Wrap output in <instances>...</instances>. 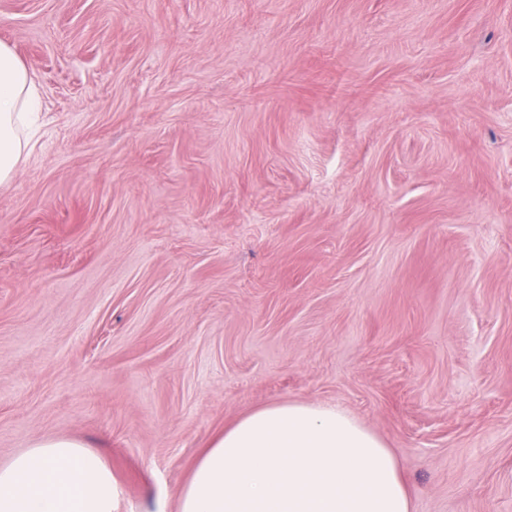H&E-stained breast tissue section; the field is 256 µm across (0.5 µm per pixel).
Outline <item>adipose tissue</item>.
I'll return each instance as SVG.
<instances>
[{"instance_id":"obj_1","label":"adipose tissue","mask_w":512,"mask_h":512,"mask_svg":"<svg viewBox=\"0 0 512 512\" xmlns=\"http://www.w3.org/2000/svg\"><path fill=\"white\" fill-rule=\"evenodd\" d=\"M34 74L0 43V185L24 160ZM112 472L75 441L50 439L0 465V512H113ZM179 512H412L397 458L340 407L273 403L243 416L197 460Z\"/></svg>"}]
</instances>
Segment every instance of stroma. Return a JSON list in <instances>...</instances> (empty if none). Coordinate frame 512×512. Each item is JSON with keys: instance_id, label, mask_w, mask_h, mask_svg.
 Segmentation results:
<instances>
[{"instance_id": "stroma-1", "label": "stroma", "mask_w": 512, "mask_h": 512, "mask_svg": "<svg viewBox=\"0 0 512 512\" xmlns=\"http://www.w3.org/2000/svg\"><path fill=\"white\" fill-rule=\"evenodd\" d=\"M41 120L0 185V464L115 512L344 408L413 512H512V0H0ZM112 471L75 441L50 439L0 465V512H112Z\"/></svg>"}]
</instances>
